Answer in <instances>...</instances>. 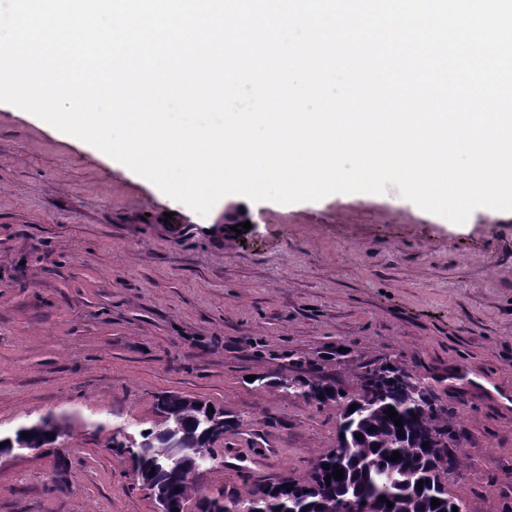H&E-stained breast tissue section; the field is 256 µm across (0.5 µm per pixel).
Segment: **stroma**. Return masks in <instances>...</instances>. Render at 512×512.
<instances>
[{"instance_id": "obj_1", "label": "stroma", "mask_w": 512, "mask_h": 512, "mask_svg": "<svg viewBox=\"0 0 512 512\" xmlns=\"http://www.w3.org/2000/svg\"><path fill=\"white\" fill-rule=\"evenodd\" d=\"M208 215L35 115L0 103V433L50 416L55 443L0 458V512H156L112 435L180 393L239 416L206 494L302 477L338 411L251 376L294 360L352 389L383 358L459 412L464 512H512V211L460 226L384 193ZM67 458L63 489L55 487Z\"/></svg>"}]
</instances>
